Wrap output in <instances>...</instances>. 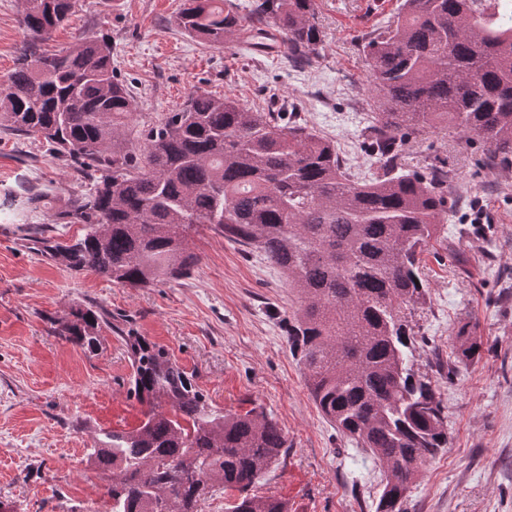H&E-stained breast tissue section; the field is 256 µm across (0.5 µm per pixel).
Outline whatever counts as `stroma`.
<instances>
[{
    "label": "stroma",
    "instance_id": "stroma-1",
    "mask_svg": "<svg viewBox=\"0 0 512 512\" xmlns=\"http://www.w3.org/2000/svg\"><path fill=\"white\" fill-rule=\"evenodd\" d=\"M366 2L316 0L323 42L307 69L235 38L212 48L182 35L183 0H76L45 48L108 35L117 73L137 94L133 131L193 92L225 95L251 109L299 112L361 173L370 159L360 129L377 101L362 46L400 0H377L371 13ZM22 10V0H0V91L27 39ZM405 153L409 170L447 171L449 196L465 200L422 256L427 303L414 320L426 343L415 367L436 385L448 446L415 478L406 512H512V167H489L478 137L439 127L412 134ZM29 182L60 201L90 186L41 139L0 132V194ZM46 221L0 211V502L11 512H108L87 453L102 432L142 418L129 393L128 334L168 352L218 408L260 406L277 420L288 446L252 494L282 499L288 512H375L383 468L311 400L283 333L293 297L259 252L205 230L193 238L200 261L190 275L125 288L31 249L29 227ZM89 304L112 321L94 353L53 333L55 321ZM467 323L482 354L449 371Z\"/></svg>",
    "mask_w": 512,
    "mask_h": 512
}]
</instances>
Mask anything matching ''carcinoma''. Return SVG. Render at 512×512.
<instances>
[{"label": "carcinoma", "mask_w": 512, "mask_h": 512, "mask_svg": "<svg viewBox=\"0 0 512 512\" xmlns=\"http://www.w3.org/2000/svg\"><path fill=\"white\" fill-rule=\"evenodd\" d=\"M73 7L23 0L28 41L0 94V129L44 139L91 179L88 192L51 214L53 224L84 225L83 235L63 244L37 225V251L129 288L189 275L199 262L191 234L201 226L262 252L297 299L284 331L310 398L384 469L376 512H404L413 479L448 445L432 380L414 369L412 322L426 296L420 255L456 200L448 175L402 169L397 136L449 123L481 139L490 165L512 166V0H402L369 35L362 51L382 100L368 126L376 168L363 178L297 113L205 92L133 144L136 99L112 68L107 39L42 49ZM242 20L235 0H185L176 25L214 48L236 36L282 50L290 64L317 57L315 0H251ZM50 197L28 184L0 208L34 211ZM105 328V311L78 306L54 332L94 353ZM457 339L455 362L465 365L481 343L467 324ZM126 345L129 392L146 406L144 419L103 432L90 453L111 472L112 512H203L227 488L241 494L231 512H287L275 497L248 494L287 447L278 423L260 408L217 409L164 350L137 336Z\"/></svg>", "instance_id": "obj_1"}]
</instances>
